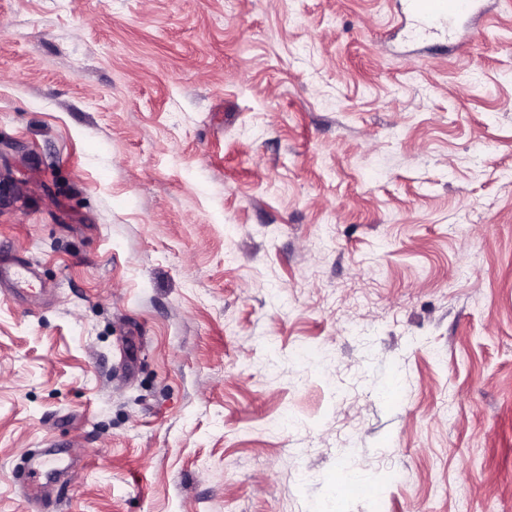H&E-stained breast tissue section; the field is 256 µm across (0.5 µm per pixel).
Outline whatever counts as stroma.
<instances>
[{
  "instance_id": "obj_1",
  "label": "stroma",
  "mask_w": 512,
  "mask_h": 512,
  "mask_svg": "<svg viewBox=\"0 0 512 512\" xmlns=\"http://www.w3.org/2000/svg\"><path fill=\"white\" fill-rule=\"evenodd\" d=\"M0 0V512H512V0ZM409 13L425 34L448 31L457 20L469 17V32L478 30L487 9H476L477 0H406ZM29 273L30 268L27 265L15 264L14 267L5 268L3 264L0 263V286L4 284L13 287L10 288V290L16 294H20L25 290V288H23L24 285H30L28 278ZM55 454L48 453L32 460L28 468L27 487L30 495L35 499H42L44 485L41 479L48 473L57 470V458Z\"/></svg>"
}]
</instances>
